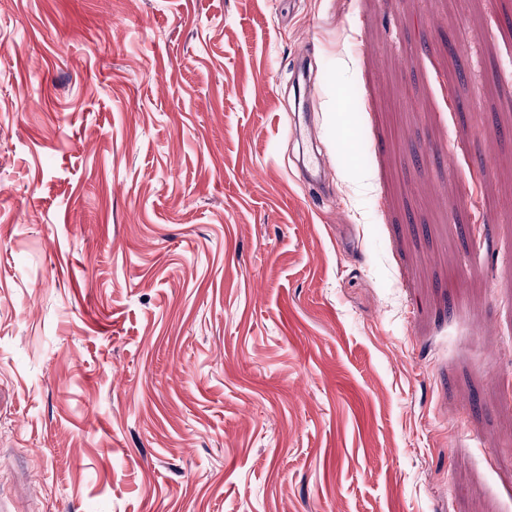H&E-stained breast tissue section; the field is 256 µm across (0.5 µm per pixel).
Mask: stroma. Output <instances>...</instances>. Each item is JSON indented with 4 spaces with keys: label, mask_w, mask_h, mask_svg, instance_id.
Returning a JSON list of instances; mask_svg holds the SVG:
<instances>
[{
    "label": "stroma",
    "mask_w": 512,
    "mask_h": 512,
    "mask_svg": "<svg viewBox=\"0 0 512 512\" xmlns=\"http://www.w3.org/2000/svg\"><path fill=\"white\" fill-rule=\"evenodd\" d=\"M506 14L0 0V512H512Z\"/></svg>",
    "instance_id": "obj_1"
}]
</instances>
